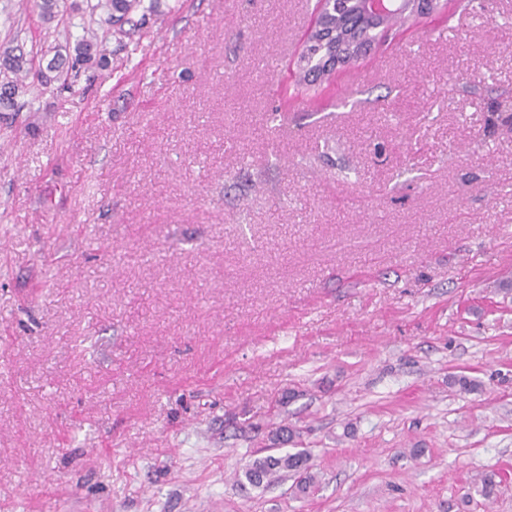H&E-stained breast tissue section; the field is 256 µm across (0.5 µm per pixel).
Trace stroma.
Returning <instances> with one entry per match:
<instances>
[{
	"label": "stroma",
	"instance_id": "obj_1",
	"mask_svg": "<svg viewBox=\"0 0 512 512\" xmlns=\"http://www.w3.org/2000/svg\"><path fill=\"white\" fill-rule=\"evenodd\" d=\"M448 3L285 107L315 0H161L0 112V512H512V0ZM293 452L268 454L257 457L247 464L237 475V482L254 489H265L277 482L283 475H288L297 496H306L318 486L313 472L312 455L305 448H293ZM498 472L494 470L483 471L472 479L471 489L486 501L494 498L500 482L497 480Z\"/></svg>",
	"mask_w": 512,
	"mask_h": 512
}]
</instances>
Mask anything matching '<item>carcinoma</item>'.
I'll return each mask as SVG.
<instances>
[{
  "mask_svg": "<svg viewBox=\"0 0 512 512\" xmlns=\"http://www.w3.org/2000/svg\"><path fill=\"white\" fill-rule=\"evenodd\" d=\"M325 0H317V16L312 28L304 42L299 60H307L316 66L319 64L323 45L320 31L333 30L336 36H341L349 30L348 24L356 20L350 0H334L331 9L323 5ZM160 0H97L92 10L99 11L96 23L105 31L112 30L124 32V26L134 30L142 25L147 14L155 11ZM33 6L38 9L40 15L47 21H53L58 16V0H33ZM141 13L140 18H134V14ZM94 43L87 39H79L73 47V55L64 57L55 55L44 69L35 70L32 67V59L24 52L7 50L0 54V111H18L17 97L19 90L25 87L23 80L30 77L39 86H47L53 82L66 84L70 78V72L78 65L90 62L103 63V54L93 52ZM326 94V88L314 85L302 78L295 81V91L287 102L304 101L310 105L320 103ZM311 453L305 449H297L293 452L286 451L280 454H268L257 457L247 464L237 475V482L248 485L254 489H265L282 476L286 475L292 480V488L298 496H306L318 486V481L313 472ZM499 486L497 472L494 470L483 471L472 479L471 489L486 501L494 498Z\"/></svg>",
  "mask_w": 512,
  "mask_h": 512,
  "instance_id": "carcinoma-1",
  "label": "carcinoma"
}]
</instances>
